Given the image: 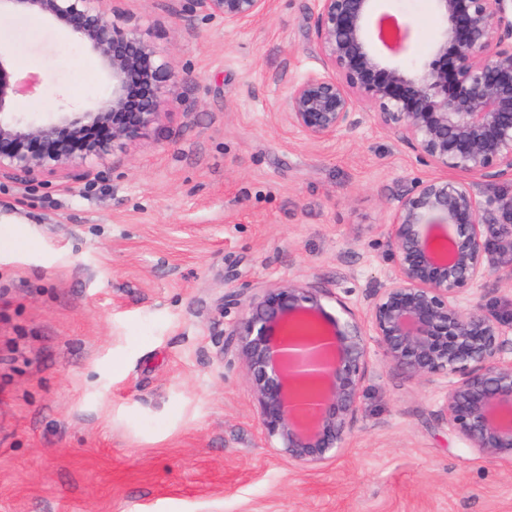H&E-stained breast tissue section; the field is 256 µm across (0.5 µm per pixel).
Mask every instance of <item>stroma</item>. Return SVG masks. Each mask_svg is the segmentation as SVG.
<instances>
[{"label": "stroma", "mask_w": 512, "mask_h": 512, "mask_svg": "<svg viewBox=\"0 0 512 512\" xmlns=\"http://www.w3.org/2000/svg\"><path fill=\"white\" fill-rule=\"evenodd\" d=\"M179 83L161 125L68 189L0 181V512H512V462L445 420L454 377L408 379L367 343L336 458L291 464L259 422L229 336L250 296L298 281L366 319L391 271L396 198L430 171L366 121L320 141L284 120L320 69L315 0L228 28L186 0H125ZM426 59L430 0H385ZM36 121L102 100L107 78L59 22L0 17Z\"/></svg>", "instance_id": "obj_1"}]
</instances>
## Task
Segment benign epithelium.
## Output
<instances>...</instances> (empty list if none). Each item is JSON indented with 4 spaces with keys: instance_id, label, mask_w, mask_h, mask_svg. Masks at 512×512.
Returning a JSON list of instances; mask_svg holds the SVG:
<instances>
[{
    "instance_id": "benign-epithelium-1",
    "label": "benign epithelium",
    "mask_w": 512,
    "mask_h": 512,
    "mask_svg": "<svg viewBox=\"0 0 512 512\" xmlns=\"http://www.w3.org/2000/svg\"><path fill=\"white\" fill-rule=\"evenodd\" d=\"M235 27L263 15L269 0H190ZM313 33L322 69L289 87L284 119L311 141L371 119L397 133L435 175L418 180L390 215L393 270L372 296L368 322L386 360L408 378L457 377L446 420L470 447L512 458V361L500 353L512 310L461 306L512 254V197L482 196L479 179L512 178V0H432L438 18L424 62L403 57L410 28L378 14L380 0H315ZM64 22L97 57L105 100L83 112L27 123L13 112L19 89L0 52V179L83 181L84 163L133 142L165 117L178 83L171 63L102 0H0ZM104 133L96 143L90 135ZM425 224L453 229L440 248ZM232 340L249 374L267 438L294 464L315 468L342 449L360 408L365 332L328 313L315 288L290 282L253 295ZM314 388L304 410L295 387Z\"/></svg>"
}]
</instances>
